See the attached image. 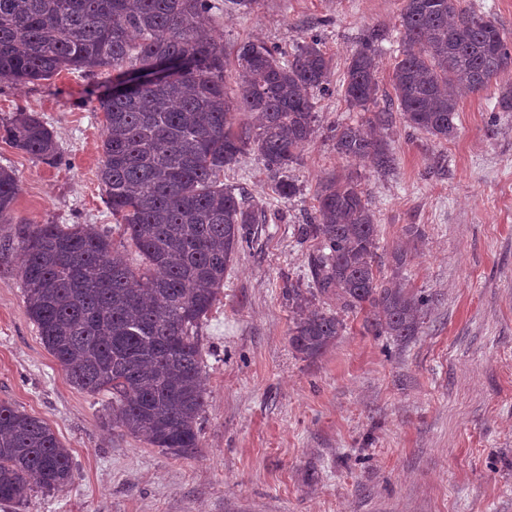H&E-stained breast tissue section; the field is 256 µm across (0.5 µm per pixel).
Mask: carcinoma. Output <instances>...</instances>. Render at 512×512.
<instances>
[{"label":"carcinoma","mask_w":512,"mask_h":512,"mask_svg":"<svg viewBox=\"0 0 512 512\" xmlns=\"http://www.w3.org/2000/svg\"><path fill=\"white\" fill-rule=\"evenodd\" d=\"M211 0H0V81H49L63 70L120 77L155 61L180 65L130 96L100 101L106 125L97 177L107 204L144 259L141 271L111 258L108 235L91 224H14L25 304L40 338L72 385L112 393V426L155 448L188 455L199 448L205 407L196 332L252 225L264 221L244 190L224 186V167L252 147L277 195L297 187L286 176L316 131L314 93L329 85L331 58L313 39L290 58L263 41L242 43L234 60L202 26ZM395 98L379 105L376 57L383 30L359 38L342 84L349 106L384 129L399 114L438 141L454 137L458 98L487 89L512 69V42L460 0H404L398 19ZM234 67L236 92L224 77ZM235 112L255 125L233 131ZM17 149L59 159L53 132L21 110L0 125ZM343 158L374 160L386 173L395 157L360 124L331 128ZM19 181L0 167V224H13ZM317 206L298 225L313 242L308 282L288 284L289 344L321 356L343 335V312L364 314L374 336L417 335L431 298L377 276V224L355 176L319 185ZM326 297L336 310L314 307ZM72 481L67 448L41 419L0 401V501H21L35 483L62 491Z\"/></svg>","instance_id":"carcinoma-1"}]
</instances>
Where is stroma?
<instances>
[{"label": "stroma", "mask_w": 512, "mask_h": 512, "mask_svg": "<svg viewBox=\"0 0 512 512\" xmlns=\"http://www.w3.org/2000/svg\"><path fill=\"white\" fill-rule=\"evenodd\" d=\"M213 2L205 22L228 55L248 40L288 53L315 36L332 70L315 96L316 134L289 171L296 196L272 192L253 150L224 170L266 221L198 329L206 406L193 454L112 427L111 393L71 385L25 308L13 223L93 224L113 256L141 264L97 179L99 99L112 74L0 82V120L38 113L60 155L48 164L0 137V167L20 184L12 224H0V401L45 421L73 466L65 490L32 486L0 512H512V112L494 109L512 70L462 97L451 140L395 120L383 136L396 164L383 174L340 158L330 128L365 117L342 83L359 37L377 25L388 33L379 95L393 96L403 0H255L248 11ZM349 174L376 214L381 279L396 275L389 255L410 242L398 275L432 301L409 341L370 335L348 312L336 344L304 360L288 343L282 289L305 278L311 246L297 228L319 183Z\"/></svg>", "instance_id": "35a3bbf8"}]
</instances>
